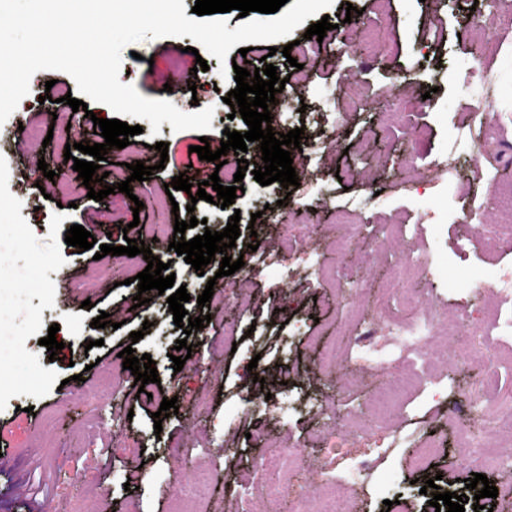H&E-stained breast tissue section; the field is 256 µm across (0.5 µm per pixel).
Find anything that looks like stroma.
Instances as JSON below:
<instances>
[{
    "mask_svg": "<svg viewBox=\"0 0 512 512\" xmlns=\"http://www.w3.org/2000/svg\"><path fill=\"white\" fill-rule=\"evenodd\" d=\"M348 3L359 13L339 23ZM326 13L333 28L323 40L305 39L301 25L289 39L254 42L246 57L229 52L240 66L268 58L287 78V94L269 110L283 131H303L291 151L297 186H263L249 173L226 208L191 201L182 190L166 194L178 170L197 163L199 135L216 149L224 129H248L223 101L237 83L221 75L214 56L206 58L208 71H198L196 90L180 83L163 90L159 74L195 68L188 36L144 39L122 51L121 83L185 112L214 110L207 132L176 131L165 122L155 138L149 121L128 118V125L143 128L137 151L114 148L106 157L153 164L150 179L133 182L132 194L117 191L98 202L73 175L63 193L31 165L39 156L49 169L65 168L71 134L101 142L85 112L48 100L0 124V242L17 247L27 269L23 283L0 282V294L19 288L25 296L10 341L15 356L0 360V429L15 445L0 463V512H38L46 500L53 512H171L173 475L199 469L207 474L201 512H280L266 480L291 471L311 483L323 472L340 477L360 457L371 465L343 489L346 512H386L389 500L399 501L403 512H435L420 492L426 476L459 495L474 472L497 485L512 481V470L489 460L493 449L512 447V431L475 425L477 418L512 409V356L492 364L465 339L432 337L427 350L442 395L415 391L380 419L373 393L386 375L352 349L403 252L433 257L436 277L405 284L449 319L480 324L495 310L493 294L476 291L472 282L512 268V244L475 227L492 223L497 197L512 189V29L493 39L474 19L512 14V0H334ZM347 38L362 43L364 53L351 54ZM290 39L305 49L295 69L282 54ZM474 59L493 90L476 118L467 114L471 98L463 79ZM407 109L410 126L388 123L387 113ZM29 126L52 129L51 142L29 140ZM159 141L167 143V156L155 150ZM445 154L449 172L427 181L428 168ZM268 204L286 218L288 232L271 226L254 237L251 216ZM234 215L240 235L228 254L243 258L244 271L221 278L213 262L198 273L167 242L151 246L190 294L189 317L211 316L188 335L157 290H150L149 303L135 306L133 278L147 266L142 256L98 259L93 250L65 242L74 224L87 226L98 243L121 246L137 236L132 220L171 226L194 217L197 226L184 234L189 240L208 229L223 231ZM286 238L295 241L294 250L284 251ZM209 283L214 294L198 306ZM104 312L111 326L93 328L92 319ZM54 324L64 347L52 361L39 341ZM228 324L235 328L230 336ZM139 330L143 339L132 341L131 332ZM180 339L193 350L177 372L170 355ZM124 345L150 354L160 396L177 400L178 412L162 423L152 419L158 403L137 397L124 377L118 356ZM258 371L264 383L255 382ZM264 392L271 393L272 408L258 404ZM349 408L354 420L341 421ZM334 429L348 443L332 451ZM432 439L439 445L432 466L409 468L412 451ZM276 444L298 455L269 472L264 454ZM228 448L234 460H226Z\"/></svg>",
    "mask_w": 512,
    "mask_h": 512,
    "instance_id": "1",
    "label": "stroma"
}]
</instances>
